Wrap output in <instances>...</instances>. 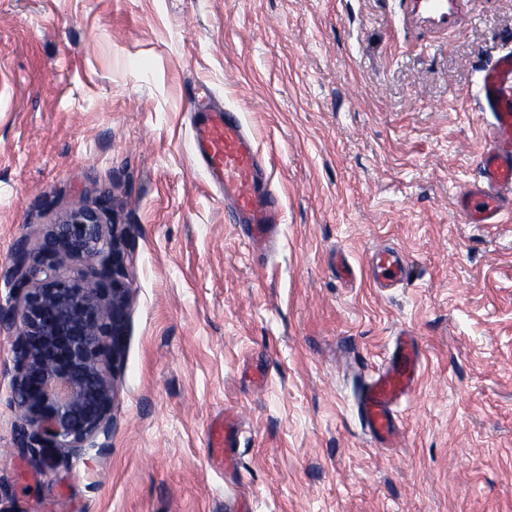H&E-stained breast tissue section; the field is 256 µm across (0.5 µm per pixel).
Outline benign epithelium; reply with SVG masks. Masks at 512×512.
I'll return each instance as SVG.
<instances>
[{
  "label": "benign epithelium",
  "instance_id": "7a95c632",
  "mask_svg": "<svg viewBox=\"0 0 512 512\" xmlns=\"http://www.w3.org/2000/svg\"><path fill=\"white\" fill-rule=\"evenodd\" d=\"M126 229L106 202L77 205L45 224L37 246L21 239L4 274L0 327L15 330L14 423L21 448L80 454L112 432L129 299ZM80 262L85 271L60 269Z\"/></svg>",
  "mask_w": 512,
  "mask_h": 512
}]
</instances>
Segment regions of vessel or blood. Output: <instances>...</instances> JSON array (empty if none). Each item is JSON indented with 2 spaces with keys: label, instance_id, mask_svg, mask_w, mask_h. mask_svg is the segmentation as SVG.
I'll list each match as a JSON object with an SVG mask.
<instances>
[{
  "label": "vessel or blood",
  "instance_id": "obj_1",
  "mask_svg": "<svg viewBox=\"0 0 512 512\" xmlns=\"http://www.w3.org/2000/svg\"><path fill=\"white\" fill-rule=\"evenodd\" d=\"M479 94L490 120L477 158L479 182L457 195L470 224H498L512 214V51L501 53L480 76ZM193 153L208 179L223 188L249 241L271 239L280 222L269 162L255 145L237 111L201 108L194 123ZM409 262L399 250L376 247L369 270L375 287L392 288L406 279ZM420 359L412 342L396 338L392 356L374 372L360 399L361 420L374 440L397 446L401 429L395 408L409 398L419 378Z\"/></svg>",
  "mask_w": 512,
  "mask_h": 512
}]
</instances>
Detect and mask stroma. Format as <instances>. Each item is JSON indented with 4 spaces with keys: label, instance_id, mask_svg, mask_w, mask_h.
Returning a JSON list of instances; mask_svg holds the SVG:
<instances>
[{
    "label": "stroma",
    "instance_id": "stroma-1",
    "mask_svg": "<svg viewBox=\"0 0 512 512\" xmlns=\"http://www.w3.org/2000/svg\"><path fill=\"white\" fill-rule=\"evenodd\" d=\"M510 49L512 0H0V273L81 202L130 256L106 450L16 448L0 329V512H512V220L453 205ZM202 85L270 160L274 250L194 162ZM384 244L410 272L381 293ZM401 330L422 371L383 448L357 399Z\"/></svg>",
    "mask_w": 512,
    "mask_h": 512
}]
</instances>
